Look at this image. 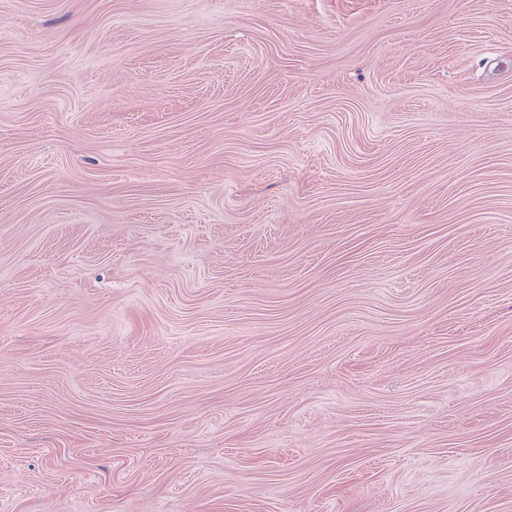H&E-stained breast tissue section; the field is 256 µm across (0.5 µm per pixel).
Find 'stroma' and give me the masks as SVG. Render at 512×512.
<instances>
[{
	"instance_id": "1",
	"label": "stroma",
	"mask_w": 512,
	"mask_h": 512,
	"mask_svg": "<svg viewBox=\"0 0 512 512\" xmlns=\"http://www.w3.org/2000/svg\"><path fill=\"white\" fill-rule=\"evenodd\" d=\"M0 512H512V0H0Z\"/></svg>"
}]
</instances>
